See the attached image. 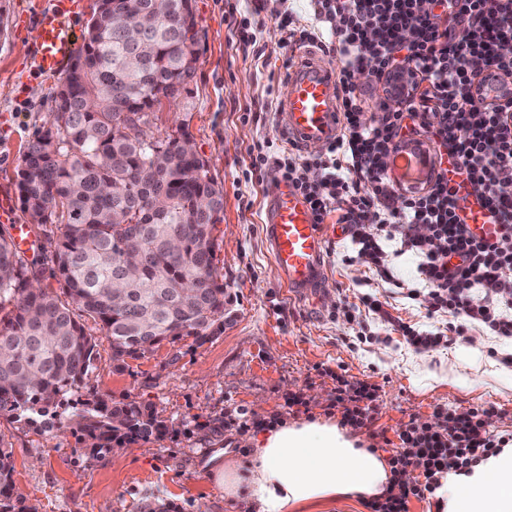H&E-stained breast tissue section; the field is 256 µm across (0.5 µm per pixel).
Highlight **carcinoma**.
<instances>
[{"mask_svg": "<svg viewBox=\"0 0 512 512\" xmlns=\"http://www.w3.org/2000/svg\"><path fill=\"white\" fill-rule=\"evenodd\" d=\"M129 8L154 3L94 0L49 126L27 142L17 167L30 249L44 261L0 229V417L36 431L70 427L96 452L168 429L151 408L82 398L97 335L122 371L165 340L201 346L224 333L209 213L224 207V189L202 170L205 159L182 147L184 127L163 136L139 129L145 111L176 98L194 73V15L189 0H169L137 59ZM46 274L62 294L42 287ZM12 474L0 448V512H37Z\"/></svg>", "mask_w": 512, "mask_h": 512, "instance_id": "carcinoma-1", "label": "carcinoma"}]
</instances>
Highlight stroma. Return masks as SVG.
<instances>
[{
    "mask_svg": "<svg viewBox=\"0 0 512 512\" xmlns=\"http://www.w3.org/2000/svg\"><path fill=\"white\" fill-rule=\"evenodd\" d=\"M8 26L0 34V195H15L20 154L33 134L48 126L54 94L64 73L34 68L37 11L48 0H5ZM198 63L186 91L154 108L143 129L160 134L187 126L194 150L209 162L224 187L223 221L215 233V263L224 279L228 318L222 335L203 344L192 338L164 342L146 358L115 370L106 338L84 390L122 405L152 407L171 429L149 442L89 453L69 429L35 432L0 417V448L11 454L13 481L38 512H148L155 501L171 512H252L229 501L217 482L216 452L245 453L250 433L224 428L225 415L252 422H340L327 413L334 381L323 368L343 366L348 375L382 385L373 425L357 430L366 447L397 453L398 435L411 417L445 405L465 411L492 410L493 429L512 433V365L494 356L500 343L475 328L467 342L416 353L390 337L387 325L369 318L362 343L336 312L339 302L359 304L375 292L394 318L411 325L427 319L393 289L382 287L362 264L342 263L340 230L327 227V266L332 290L318 303L289 296L265 247L263 208L273 173L246 180L248 151L260 138L280 134L276 113L288 92L283 31L275 16L290 11L295 25L312 18L309 0H194ZM249 21L257 52L238 50L241 21ZM303 391L308 412L293 413L283 396Z\"/></svg>",
    "mask_w": 512,
    "mask_h": 512,
    "instance_id": "stroma-1",
    "label": "stroma"
}]
</instances>
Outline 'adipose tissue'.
<instances>
[{
	"label": "adipose tissue",
	"instance_id": "adipose-tissue-1",
	"mask_svg": "<svg viewBox=\"0 0 512 512\" xmlns=\"http://www.w3.org/2000/svg\"><path fill=\"white\" fill-rule=\"evenodd\" d=\"M247 465L227 464L224 494L256 512H329L337 499L381 496L393 480L389 462L357 445L335 423L280 424L250 442ZM443 512H512V448L449 474L438 491Z\"/></svg>",
	"mask_w": 512,
	"mask_h": 512
}]
</instances>
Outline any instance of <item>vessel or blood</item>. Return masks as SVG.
<instances>
[{
	"label": "vessel or blood",
	"instance_id": "obj_1",
	"mask_svg": "<svg viewBox=\"0 0 512 512\" xmlns=\"http://www.w3.org/2000/svg\"><path fill=\"white\" fill-rule=\"evenodd\" d=\"M79 0H50L35 17L39 41L35 68L44 73L60 71L78 50L76 34L69 23ZM288 95L280 112V127L299 147L329 145L340 134L336 71L314 52H300L288 74ZM388 174L396 186L417 189L436 176L427 143L394 148L388 159ZM458 206L470 229L491 240L497 228L489 223L476 198L459 193ZM265 242L273 266L289 295L296 299L318 297L330 285L326 262V227L315 223L309 204L287 181L276 180L268 197L264 220Z\"/></svg>",
	"mask_w": 512,
	"mask_h": 512
}]
</instances>
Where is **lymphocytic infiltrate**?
Segmentation results:
<instances>
[{"instance_id": "lymphocytic-infiltrate-1", "label": "lymphocytic infiltrate", "mask_w": 512, "mask_h": 512, "mask_svg": "<svg viewBox=\"0 0 512 512\" xmlns=\"http://www.w3.org/2000/svg\"><path fill=\"white\" fill-rule=\"evenodd\" d=\"M313 21L299 39L338 56L340 136L310 159L266 139L250 151L252 171H274L310 203L316 223L333 220L348 243L342 262L366 266L428 318L444 317L447 330H427L392 319L376 295L361 299L365 311L390 324L416 351L464 339L479 328L512 341V93L494 103L480 96L475 58L512 82V57L499 46L512 41V0H314ZM371 64L383 86L378 109L367 112L369 86L357 72ZM409 101L394 98L396 86ZM428 141L438 169L417 190L396 188L386 170L390 151L415 138ZM315 177H308V169ZM481 202L498 233L474 234L457 205L459 189ZM427 225L428 236L418 233ZM417 261L418 279L399 278L396 261ZM379 385L337 374L333 407L343 424H372ZM485 409L460 413L437 407L433 422L411 419L399 435L402 449L390 459L395 480L370 502L371 512H408L410 498H433L443 474L465 471L497 455L512 437L495 433ZM420 478L412 482L409 470Z\"/></svg>"}]
</instances>
